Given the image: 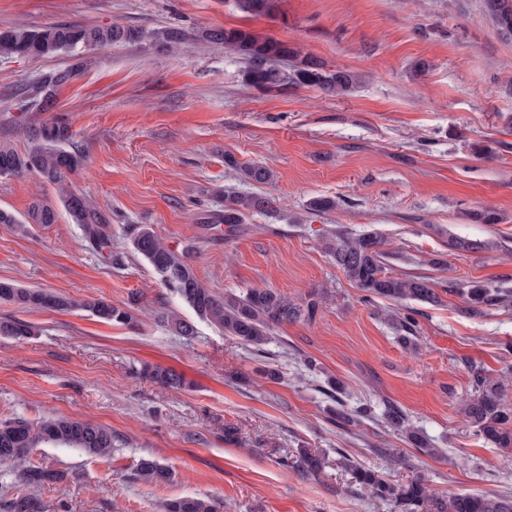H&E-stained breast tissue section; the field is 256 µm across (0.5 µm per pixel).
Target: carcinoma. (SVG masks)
<instances>
[{"label":"carcinoma","mask_w":512,"mask_h":512,"mask_svg":"<svg viewBox=\"0 0 512 512\" xmlns=\"http://www.w3.org/2000/svg\"><path fill=\"white\" fill-rule=\"evenodd\" d=\"M484 8L496 28L505 36L512 35V0H483ZM236 7L253 16H274L281 0H235ZM191 35L179 27H163L146 32L133 26H86L50 23L41 27L9 26L0 29V58L40 57L65 53L75 63L37 79L30 88L32 104L45 111L52 107L59 88L68 84L81 66L77 59L83 52L106 44H145L156 52H175ZM202 39L224 45L242 64L243 83L260 92L285 93L290 89L314 88L328 97L350 95L361 77L346 68L329 69L320 61L301 54L285 41L260 37L243 28H213ZM70 126L51 120L28 131L30 146L19 151L0 145V175L34 174L58 187V198L73 223L80 226L83 237L94 250L106 236L109 216L99 211L85 197L70 187V176L83 166L85 155L72 142ZM245 181L273 185L275 172L261 164L241 168ZM215 197L219 209L211 214V223L230 229L244 223L253 214L271 215L278 211L277 200L257 193H225ZM55 206L35 201L28 211L17 216L0 208V224H14L25 230L28 224H53L57 221ZM324 251L342 270L348 281L361 292V299L372 303L378 298L402 304V308L386 314L395 332V342L407 354L419 352V309L409 302L442 304L436 283L427 276L387 271L389 253L381 249L378 233L352 234L332 229L323 237ZM131 250L144 258L160 276L162 284L191 308L196 316L224 331V335L255 352L272 339L273 330L285 323L312 321L322 304L323 293L312 290L294 303L272 288H252L243 294L226 291L222 294L204 286L196 276L188 255L170 249L149 227L137 229L130 240ZM464 305L458 311L468 318H480L494 307H512V291L493 289L481 281H472L463 288ZM0 302L22 309L68 311L81 309L99 319L128 327L137 326V316L127 307L112 305L98 299L77 302L41 288H26L12 281L0 280ZM164 320L177 335L190 338L196 334L195 324L170 311ZM35 333L34 327L15 318L0 319V335L23 339ZM512 369L494 377L488 371L468 367L470 392L462 400L460 416L466 425L484 441L506 453H512V401L508 399V378ZM144 374L153 382L167 387H181L184 379L161 368H146ZM327 385L333 392V406L327 409L328 421L347 431L365 421H379L385 428L401 436L416 452L435 455L431 439L414 427L408 415L388 400L382 401L380 414L374 406L360 403L350 406L343 401V387L336 380ZM119 436L112 429L64 417L49 418L34 425L22 418L0 421V463L17 468L18 480L27 487H41L64 478V474L30 467L26 459L39 444L74 448L91 457L112 456ZM281 465L303 480L317 479L329 466L328 459L317 449L301 447L284 457ZM351 484L366 492L377 502L393 506L394 512H512V492L490 490L481 493L433 492L420 476L405 481L392 480L362 464L344 459ZM134 479L157 484L171 478L170 469L152 458L139 461ZM7 512H38V505L28 495L19 494L8 503ZM160 512H222L221 503L210 496L187 495L167 499Z\"/></svg>","instance_id":"carcinoma-1"}]
</instances>
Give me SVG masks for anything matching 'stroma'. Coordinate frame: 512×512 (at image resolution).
<instances>
[{
  "instance_id": "obj_1",
  "label": "stroma",
  "mask_w": 512,
  "mask_h": 512,
  "mask_svg": "<svg viewBox=\"0 0 512 512\" xmlns=\"http://www.w3.org/2000/svg\"><path fill=\"white\" fill-rule=\"evenodd\" d=\"M178 26L195 33L238 27L296 45L327 68L359 73L349 96L311 88L263 94L246 86L223 47L200 41L176 53L142 45L86 51L83 67L47 111L27 89L68 65L64 54L0 59V144L28 145L27 130L66 121L86 154L74 189L109 214L108 248L124 265L86 247L67 212L27 232L0 224V280L74 299L134 307L135 328L84 310L21 309L0 303V318L31 323L33 336H0V420L51 416L104 425L122 442L110 458L72 448L33 449L27 463L66 473L32 489L44 512H159V502L210 495L227 512H393L349 485L342 458L395 480L422 474L435 492L512 490V454L484 442L460 418L468 364L499 373L500 345L512 341V310L460 316L457 286L479 280L512 290V39L485 17L482 0H282L275 16L253 17L234 0H0V28L48 23ZM485 148L480 159L475 147ZM270 167L273 186H251L241 168ZM270 193L278 214L248 216L240 230L209 224L213 193ZM335 199L326 213L309 200ZM54 203L38 177L0 176V208L23 215ZM493 209L498 223L471 211ZM151 225L174 251L189 252L198 278L216 292L272 288L293 300L325 289L313 322L286 323L258 354L199 320L172 295L130 239ZM378 232L396 274L430 276L439 306L421 305V349L404 353L372 304L322 249L333 228ZM483 242L450 248L449 237ZM174 309L195 322L185 339L161 319ZM320 370H301L300 354ZM185 380L167 388L145 367ZM280 370L279 382L263 378ZM344 384L348 404L388 399L431 437L441 456L419 455L382 425L343 431L325 419L326 380ZM235 425L239 444L224 441ZM322 450L329 467L304 481L280 457ZM407 465L394 463V455ZM168 466L172 479H131L138 461Z\"/></svg>"
}]
</instances>
